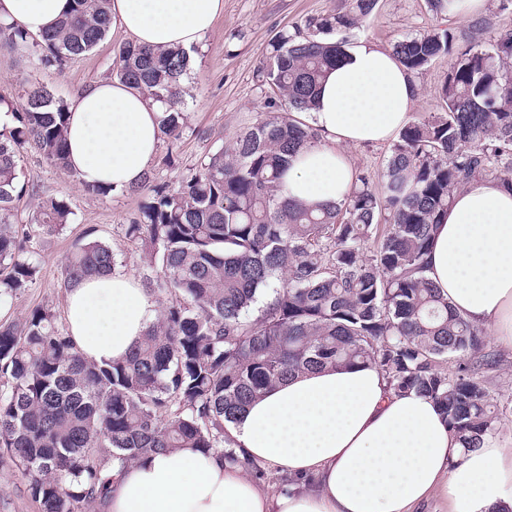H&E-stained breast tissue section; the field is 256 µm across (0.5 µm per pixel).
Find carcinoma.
Segmentation results:
<instances>
[{"instance_id":"cac0c4a2","label":"carcinoma","mask_w":512,"mask_h":512,"mask_svg":"<svg viewBox=\"0 0 512 512\" xmlns=\"http://www.w3.org/2000/svg\"><path fill=\"white\" fill-rule=\"evenodd\" d=\"M341 3L270 44L260 77L271 92L260 119L177 187L149 176L136 186L152 197L125 235L160 268L148 288L163 299L127 356L87 359L43 306L0 322V466L28 477L41 512L100 507L112 469L175 448L216 451L264 477L232 446L225 423L260 393L327 365L370 363L395 392L431 398L466 451L494 434L499 409L481 373L498 361L485 350L484 329L453 311L425 271L433 224L455 192L473 178L512 192V29L462 51L449 28L396 41L393 56L411 72L450 59L441 111L404 126L379 182L359 171L343 202L312 208L285 196L292 161L319 140L294 113L315 106L346 47L320 35L357 28L378 0ZM109 5L72 0L56 27L38 35L47 50L41 63L61 66L111 35ZM30 39L20 25L0 22L1 45L19 49ZM189 70L185 50L133 41L112 62V78L160 105L161 133L174 140ZM21 99L0 95L13 116L0 125V298L37 274L26 225L13 220L29 193L20 149L32 145L66 169V102L39 85ZM70 215L65 201L46 198L31 222L52 234ZM375 237L377 248L365 254ZM115 265L110 247L85 242L67 261L65 286ZM267 289L260 319L247 320Z\"/></svg>"}]
</instances>
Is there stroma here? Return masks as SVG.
Segmentation results:
<instances>
[{
  "instance_id": "obj_1",
  "label": "stroma",
  "mask_w": 512,
  "mask_h": 512,
  "mask_svg": "<svg viewBox=\"0 0 512 512\" xmlns=\"http://www.w3.org/2000/svg\"><path fill=\"white\" fill-rule=\"evenodd\" d=\"M337 4L338 0H224L222 14L190 51L191 70L183 82L185 125L178 140L161 139L149 166L156 183L176 187L182 174L198 166L204 156L256 122L264 101L258 68L272 39L280 31L330 13ZM447 26L454 27L459 45H466L473 31L487 41L500 28L512 27V11H499L497 0H486L477 17L465 20L456 16L447 21L432 13L426 0H379L374 13L345 38L352 45L372 44L389 51L403 37ZM126 39L120 28H113L110 38L60 67L43 66L42 50L34 44L23 51L1 48L0 95L15 100L23 87L39 83L71 100L78 90L109 78L115 53ZM447 70L448 61L441 58L415 74L419 98L413 116L438 111L437 90ZM18 173L31 188L18 204L19 220L30 219L38 202L51 197L66 201L73 215L69 224L53 235L32 226L31 254L38 274L25 292L0 301V322L21 319L43 305L52 308L58 323H65L66 259L87 238L112 249L118 273L142 281L156 278L157 269L149 264L144 251L134 248L125 237L127 224L148 202L147 193H89L72 174L29 148L20 151ZM487 349L500 360L492 377V393L502 412L496 436L512 449V350L492 340ZM0 512H39L28 492L27 479L9 467L0 468Z\"/></svg>"
}]
</instances>
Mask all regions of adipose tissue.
Wrapping results in <instances>:
<instances>
[{
	"mask_svg": "<svg viewBox=\"0 0 512 512\" xmlns=\"http://www.w3.org/2000/svg\"><path fill=\"white\" fill-rule=\"evenodd\" d=\"M72 0H0V21L37 35ZM224 0H111L112 18L137 44L165 50L201 42ZM418 96L386 51L347 47L316 106L299 113L317 145L289 168L287 196L342 201L354 168L343 148L390 140ZM161 110L112 79L78 91L67 114V167L81 184L120 192L139 184L155 156ZM426 277L450 305L512 349V193L476 179L433 228ZM157 303L130 275L79 280L67 293L69 332L85 357L125 356ZM226 429L235 446L283 484L261 486L216 452L178 448L115 474L105 512H422L441 496L448 512L512 508V450L497 438L466 452L435 402L389 389L372 364L328 367L256 399Z\"/></svg>",
	"mask_w": 512,
	"mask_h": 512,
	"instance_id": "1",
	"label": "adipose tissue"
}]
</instances>
